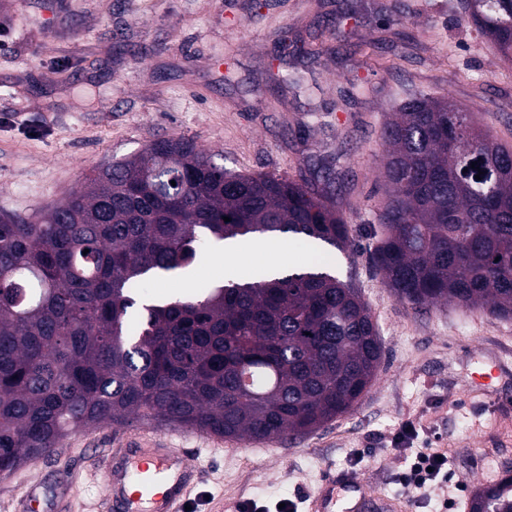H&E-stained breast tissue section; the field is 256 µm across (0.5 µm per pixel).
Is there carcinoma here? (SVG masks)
<instances>
[{"label":"carcinoma","instance_id":"carcinoma-1","mask_svg":"<svg viewBox=\"0 0 512 512\" xmlns=\"http://www.w3.org/2000/svg\"><path fill=\"white\" fill-rule=\"evenodd\" d=\"M467 9L512 59V0ZM382 140L390 194L372 267L414 309L446 300L512 318V151L428 93L398 106ZM280 234L326 260L145 302L149 282L207 245ZM336 249L354 246L330 184L229 170L182 137L95 168L35 224L1 215L0 476L72 432L133 418L262 440L346 413L384 351L358 289L330 270ZM470 512H512V477L476 492Z\"/></svg>","mask_w":512,"mask_h":512}]
</instances>
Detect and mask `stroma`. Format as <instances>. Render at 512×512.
Masks as SVG:
<instances>
[{
	"label": "stroma",
	"instance_id": "1",
	"mask_svg": "<svg viewBox=\"0 0 512 512\" xmlns=\"http://www.w3.org/2000/svg\"><path fill=\"white\" fill-rule=\"evenodd\" d=\"M465 0H0V215L31 217L81 186L101 164L154 140L186 137L224 167L323 183L348 223L371 224L385 200L381 133L412 95L448 96L494 142L512 148V61L472 24ZM315 123H306L308 113ZM357 252H340L342 281L369 305L384 347L371 388L316 431L272 441L174 427L155 435L198 469L197 512H263L314 492L331 472L402 497L405 457L389 445L405 421L412 445L453 449L448 484L467 505L485 483L512 476V319L452 302L401 303ZM280 250L230 263L208 255L186 277L154 284L156 298L320 252L292 238ZM507 366L497 394L468 391L478 348ZM112 427L68 435L55 456L0 479V512H23L28 493L81 512L104 491L97 459ZM364 450L362 463L354 454Z\"/></svg>",
	"mask_w": 512,
	"mask_h": 512
}]
</instances>
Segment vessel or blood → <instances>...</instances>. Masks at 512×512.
<instances>
[{
    "mask_svg": "<svg viewBox=\"0 0 512 512\" xmlns=\"http://www.w3.org/2000/svg\"><path fill=\"white\" fill-rule=\"evenodd\" d=\"M103 471L105 492L87 512H185L198 481L181 449L152 436L148 427L123 431ZM409 499L380 498L365 482L329 476L309 512H410Z\"/></svg>",
    "mask_w": 512,
    "mask_h": 512,
    "instance_id": "b4317fda",
    "label": "vessel or blood"
}]
</instances>
